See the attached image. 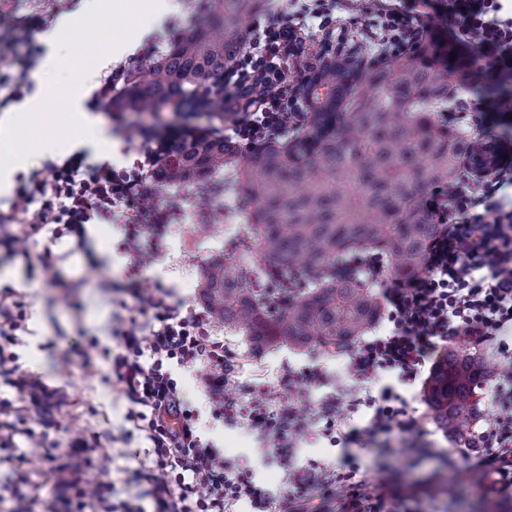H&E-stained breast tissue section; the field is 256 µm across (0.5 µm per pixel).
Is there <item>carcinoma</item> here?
Returning <instances> with one entry per match:
<instances>
[{
	"instance_id": "obj_1",
	"label": "carcinoma",
	"mask_w": 512,
	"mask_h": 512,
	"mask_svg": "<svg viewBox=\"0 0 512 512\" xmlns=\"http://www.w3.org/2000/svg\"><path fill=\"white\" fill-rule=\"evenodd\" d=\"M262 0H208V18L185 28L160 55L133 65L108 107L136 116L207 114L224 120V70L236 59L245 20ZM454 67L424 42L381 64L320 61L303 98L309 131L243 155L224 136L174 144L155 183L168 188L212 181L236 167L255 244L219 258L201 275V299L213 318L241 328L257 347L316 345L331 354L352 345L376 321L373 292L336 277L347 256L378 253L398 279L417 275L442 225L420 203L425 187L454 178L479 143L444 117ZM278 275L305 280L281 309L266 304ZM488 379L467 347L452 344L427 387V400L450 433L477 416Z\"/></svg>"
}]
</instances>
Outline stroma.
<instances>
[{
	"mask_svg": "<svg viewBox=\"0 0 512 512\" xmlns=\"http://www.w3.org/2000/svg\"><path fill=\"white\" fill-rule=\"evenodd\" d=\"M82 0H0V28L13 27V44H0V68L15 62L26 50H33V71L42 72V80L28 79L23 98L40 96L45 109L56 119L45 130L49 136L82 138L83 132L70 125L66 116L74 87L81 76L70 65L74 47L89 40L111 41L120 33L134 39L120 55L99 56L87 88V105L99 115L113 149L111 164L129 165L137 156L141 139L140 125L171 120V113L159 117L134 118L124 112H112L100 95L101 81L111 70L132 66L138 55L152 49L163 52L175 33L199 22L193 8L184 5L152 29L139 31L138 17L122 0H115L103 15V24L95 29H75L63 40L60 59L53 68H45L47 48L41 41L43 31L51 28L61 14L76 11ZM237 173L224 171V189L215 192L211 185L172 189L184 210L177 224L158 249L154 262L141 270V285L152 289L164 285L173 300L200 303V276L217 256H232L234 245L250 236V229L238 198ZM122 236L116 225H95L84 242L65 237L52 240L50 232L35 236L31 251L50 252L48 269L30 270L27 259L0 245V300L24 304L27 309L25 332L19 333L11 351L21 369L38 381L49 395L48 404L36 401L30 392L19 391L0 379V512H12L17 496H25L31 512H65L62 500L67 492L59 482L61 472H70L73 485L83 487L115 486L110 501L152 507L140 498L138 487L125 481L127 470L146 461L148 443L127 414L130 405L112 373L102 350L118 352L114 335L129 312L132 299L127 292L99 288L82 283L89 263H97L101 278L121 279L133 259L122 249ZM215 332L234 350L242 363V380L260 384L274 381L283 365L301 368L310 363L322 365L331 375L344 372L345 353L326 354L318 349L281 346L258 348L237 328L216 324ZM95 345L98 354L91 362L74 357L73 351ZM182 392L200 412L203 438L223 448L226 457L254 462L257 482L277 490L283 481L282 470L256 461L255 443L243 431L228 428L212 418L207 401L192 372H178ZM357 457L360 479L379 484L392 477L427 488L420 512H512V495L486 496L477 477L462 457L447 460L436 456L411 462L401 455L389 454L383 440L368 447H334L320 439L301 447L297 466L308 462L341 461Z\"/></svg>",
	"mask_w": 512,
	"mask_h": 512,
	"instance_id": "1",
	"label": "stroma"
}]
</instances>
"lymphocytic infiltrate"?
<instances>
[{"mask_svg": "<svg viewBox=\"0 0 512 512\" xmlns=\"http://www.w3.org/2000/svg\"><path fill=\"white\" fill-rule=\"evenodd\" d=\"M355 2L294 0L289 11L253 19L240 54L224 72V99L237 103L226 142L253 149L286 139L305 123L295 89L311 71L292 47L312 33L334 32L338 13L356 14ZM504 2L448 0V32L436 36L454 53L459 71L450 91L453 110L462 125H492L503 137L492 142L494 161L483 177L465 171L432 187L426 208L445 230L429 247L428 270L384 289L389 327L347 351V382H336L318 365L299 371L283 366L273 386L240 382V361L215 337L207 311L169 304L163 287L141 288V267L182 214L173 199L152 196V177L174 133L142 132L139 157L128 169L90 165L77 155L46 160L17 190L8 214L0 213L1 225L16 219L27 224L26 234L0 238L23 253L48 226L54 237L80 238L89 224H123V248L134 254L135 265L121 286L136 304L117 331L121 350L111 363L151 443V465L130 471L129 480L152 499L154 512H237L242 503L252 512H278L284 500L291 512H417L413 487L358 480L354 457L308 468L294 467L292 459L301 437L311 434L346 446L393 440L410 459L432 453L429 431L404 391L422 379L437 343L451 336L473 337L503 360L492 388L496 412L469 433L460 453L491 477V491L512 494V199L503 194L512 185L503 141L512 134V13ZM433 7L432 0H376L360 28L380 47L403 54L433 33ZM24 320L22 309L0 303V373L19 390L35 385L8 351ZM177 367L194 369L213 418L244 429L263 462L281 467V494L257 485L251 468L202 441L198 413L173 376ZM283 387L289 398L280 396ZM315 388L325 394L312 408L308 397ZM363 408L370 416L355 426Z\"/></svg>", "mask_w": 512, "mask_h": 512, "instance_id": "lymphocytic-infiltrate-1", "label": "lymphocytic infiltrate"}]
</instances>
